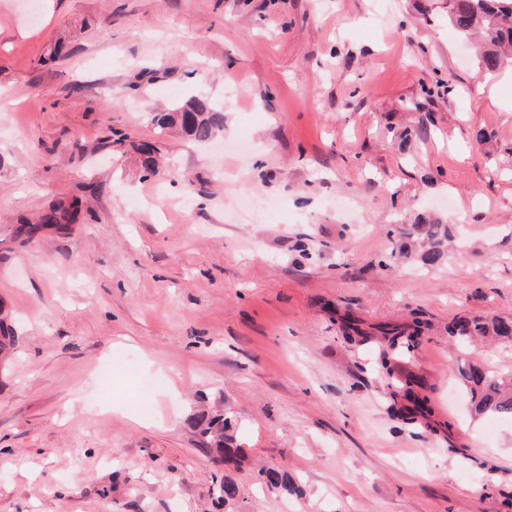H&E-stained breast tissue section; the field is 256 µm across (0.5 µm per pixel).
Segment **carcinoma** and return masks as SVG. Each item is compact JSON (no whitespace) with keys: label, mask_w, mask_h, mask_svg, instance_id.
Masks as SVG:
<instances>
[{"label":"carcinoma","mask_w":512,"mask_h":512,"mask_svg":"<svg viewBox=\"0 0 512 512\" xmlns=\"http://www.w3.org/2000/svg\"><path fill=\"white\" fill-rule=\"evenodd\" d=\"M448 23L463 38L478 37L484 43L478 68L487 75L494 74L512 64V0H448ZM152 121L169 129L176 127L187 138L197 143H207L224 129V113L209 99L200 96L189 98L169 112H157ZM75 201L59 200L52 204L36 224H20L14 236L30 240L45 228L65 230L78 213ZM406 237H417L423 247L421 261L433 266L444 256L448 241V227L437 222L413 224L403 231ZM425 325L417 321L408 329H394L385 333L388 350L380 357L382 372L391 374L389 351L397 347L412 348L424 334ZM496 335L512 337V323L504 320H487L483 317L456 320L448 326V336L463 344L473 336ZM16 342L11 327L0 317V358L8 356ZM469 384L471 402L477 413L487 412L512 417V378L502 379L470 365L459 370ZM186 425L199 439L203 450L217 453L221 459L232 460L242 453L237 438L238 419L234 412L199 411L190 414ZM266 486L271 490L288 489V477L275 468L264 473Z\"/></svg>","instance_id":"1"}]
</instances>
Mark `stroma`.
I'll return each mask as SVG.
<instances>
[{
	"label": "stroma",
	"instance_id": "1",
	"mask_svg": "<svg viewBox=\"0 0 512 512\" xmlns=\"http://www.w3.org/2000/svg\"><path fill=\"white\" fill-rule=\"evenodd\" d=\"M194 95L241 153L152 122ZM424 219L432 267L398 233ZM0 305V512H512V418L459 374L512 342L448 337L512 319V68L479 75L447 0H0ZM416 318L386 379L380 328ZM409 379L430 429L389 412ZM221 405L222 464L184 424ZM79 205L76 201L59 200L52 204L38 221V224H19L13 233L16 238L30 240L39 235L45 228L53 227L56 230H65L78 213ZM406 237H417L424 251L421 254V261L428 266H434L444 256L445 244L448 241V227L438 222H424L422 224H411L409 229H403ZM496 335L512 337V323L504 320H490L483 317L453 321L448 326V336L464 344L472 336Z\"/></svg>",
	"mask_w": 512,
	"mask_h": 512
}]
</instances>
